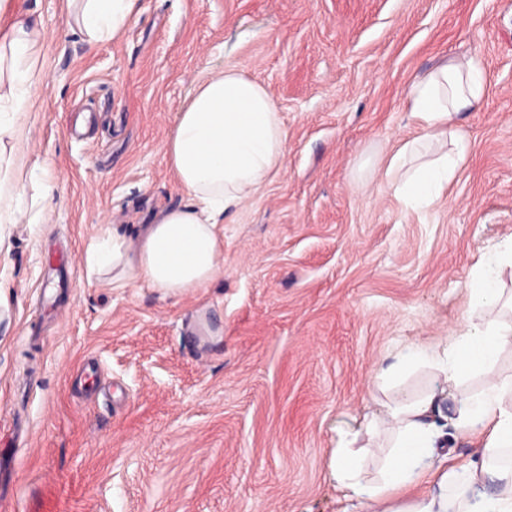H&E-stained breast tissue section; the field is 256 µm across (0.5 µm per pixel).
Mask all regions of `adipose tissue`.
I'll return each instance as SVG.
<instances>
[{
    "instance_id": "ef3b65f1",
    "label": "adipose tissue",
    "mask_w": 512,
    "mask_h": 512,
    "mask_svg": "<svg viewBox=\"0 0 512 512\" xmlns=\"http://www.w3.org/2000/svg\"><path fill=\"white\" fill-rule=\"evenodd\" d=\"M135 6L136 0H67L76 24L93 41L119 35ZM43 39L42 29L20 16L0 31V224L43 223V209L22 197L26 182L37 184L39 201L55 191L48 174L17 162L33 91L45 78ZM485 94L475 57L449 61L412 81L406 104L417 133L399 143L385 167L405 204L441 199L470 153L455 118L478 109ZM287 137L267 88L241 70L226 68L198 82L164 144L186 203L160 210L132 236L103 227L82 255L88 279H106L116 288L141 281L176 295L223 277L224 218L280 171ZM511 261L512 248L477 275L470 288L473 308L499 304L503 290L497 273ZM511 345L512 322L495 319L483 331L448 336L428 351H410L381 368L379 376L388 380L402 367L427 362L446 381L456 382L486 368ZM478 423L484 433L473 457L453 460L449 435H467ZM367 435L388 440L376 485L361 487L359 452L339 447L331 456L337 485L363 495L364 512H512V465L497 461L503 451H512V375L491 379L482 394L452 414L433 390L388 407L384 416L368 422ZM489 479L495 492L472 507L467 491Z\"/></svg>"
}]
</instances>
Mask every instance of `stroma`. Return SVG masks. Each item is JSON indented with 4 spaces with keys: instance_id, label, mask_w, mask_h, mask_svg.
<instances>
[{
    "instance_id": "stroma-1",
    "label": "stroma",
    "mask_w": 512,
    "mask_h": 512,
    "mask_svg": "<svg viewBox=\"0 0 512 512\" xmlns=\"http://www.w3.org/2000/svg\"><path fill=\"white\" fill-rule=\"evenodd\" d=\"M45 33L28 163L57 187L41 224L0 226V512H361L333 448L381 449L382 404L460 384L379 370L467 331L482 257L512 244V0H137L88 42L66 0H9ZM475 56L470 154L436 203L405 205L385 159L415 132L419 73ZM262 83L283 167L224 227V275L168 296L89 283L102 225L136 231L185 193L164 142L197 80Z\"/></svg>"
}]
</instances>
